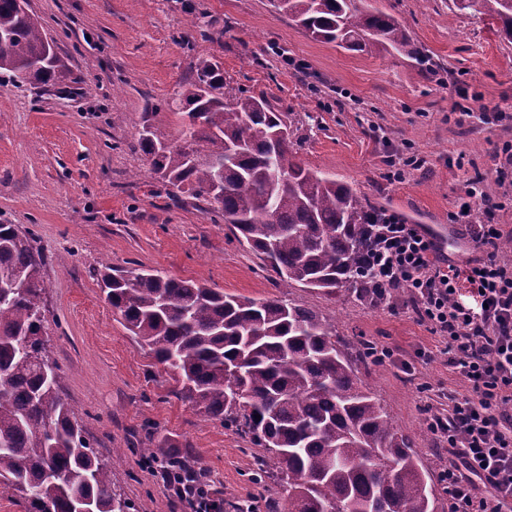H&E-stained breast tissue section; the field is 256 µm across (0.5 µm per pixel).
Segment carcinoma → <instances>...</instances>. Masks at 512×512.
<instances>
[{"mask_svg": "<svg viewBox=\"0 0 512 512\" xmlns=\"http://www.w3.org/2000/svg\"><path fill=\"white\" fill-rule=\"evenodd\" d=\"M312 37L350 51L419 55L401 21L363 0H270ZM26 0H0V73L18 88L46 85L61 68ZM451 10L493 19L512 40V0H452ZM180 144L143 126L137 148L171 204L183 195L222 214L286 288L327 296L385 293L366 258L381 210L350 185L303 167L288 139L290 114L224 84L198 59L179 98ZM45 255L32 231L0 224V486L28 512H138L85 436L47 351ZM124 326L181 382L179 397L228 421L264 449L254 480L275 469L287 512H437V496L411 442L362 390L353 353L317 311L283 298L226 294L157 269L100 272ZM158 433L140 456L164 473L187 470Z\"/></svg>", "mask_w": 512, "mask_h": 512, "instance_id": "carcinoma-1", "label": "carcinoma"}]
</instances>
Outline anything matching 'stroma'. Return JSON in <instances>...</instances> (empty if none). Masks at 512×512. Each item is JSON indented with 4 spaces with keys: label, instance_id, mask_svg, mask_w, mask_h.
<instances>
[{
    "label": "stroma",
    "instance_id": "1",
    "mask_svg": "<svg viewBox=\"0 0 512 512\" xmlns=\"http://www.w3.org/2000/svg\"><path fill=\"white\" fill-rule=\"evenodd\" d=\"M27 2L67 73L38 89L0 78V224L32 230L46 257L49 354L118 488L139 512H191L160 472L138 463L136 448L156 430L224 499L254 512L285 499L276 479L253 481L259 448L183 403L174 378L130 336L97 280L105 264L251 298L285 295L326 317L352 348L372 347L356 365L358 384L409 438L435 479L438 512H448L438 479L448 444L428 423L471 387L447 341L420 321L416 299L374 307L352 292L281 288L222 217L159 197L135 143L146 124L178 138L182 119L167 103L209 56L231 87L292 113V148L306 167L411 224L449 223L474 190L505 197L479 219L511 240L512 174L501 183L495 170L512 148V43L486 17L450 11L451 0H367L404 21L419 60L315 40L269 0ZM412 155L424 158L421 169L405 166Z\"/></svg>",
    "mask_w": 512,
    "mask_h": 512
}]
</instances>
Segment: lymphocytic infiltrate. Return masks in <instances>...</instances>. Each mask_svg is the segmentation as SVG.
Instances as JSON below:
<instances>
[{
    "instance_id": "obj_1",
    "label": "lymphocytic infiltrate",
    "mask_w": 512,
    "mask_h": 512,
    "mask_svg": "<svg viewBox=\"0 0 512 512\" xmlns=\"http://www.w3.org/2000/svg\"><path fill=\"white\" fill-rule=\"evenodd\" d=\"M497 206L484 195L478 205L462 204L454 219L489 245L499 229L474 217ZM378 235L371 266L380 286L411 288L419 318L447 339L471 384L470 394L452 398L448 416L429 423L453 450L440 473L451 512H512V264L492 255L461 267L440 263L420 225L393 213Z\"/></svg>"
}]
</instances>
